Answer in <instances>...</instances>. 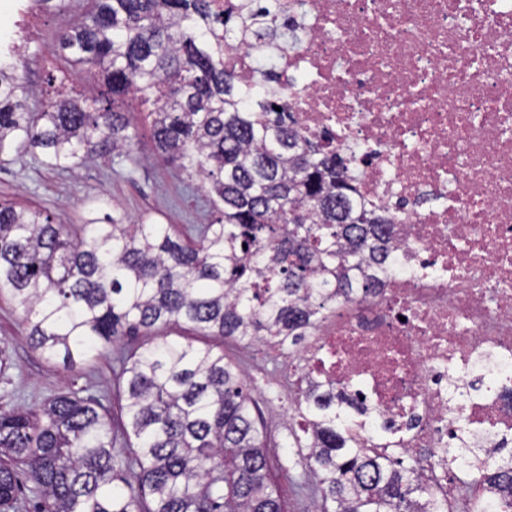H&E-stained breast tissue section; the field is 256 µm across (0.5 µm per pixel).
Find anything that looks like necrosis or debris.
Instances as JSON below:
<instances>
[{
    "label": "necrosis or debris",
    "mask_w": 512,
    "mask_h": 512,
    "mask_svg": "<svg viewBox=\"0 0 512 512\" xmlns=\"http://www.w3.org/2000/svg\"><path fill=\"white\" fill-rule=\"evenodd\" d=\"M304 15L292 47L249 39L226 58L248 85L273 58L297 128L365 160L359 196L391 217L381 287L290 347L295 402L348 393L355 433L430 455L453 497L460 432L512 451V0H276ZM462 392L461 399L449 389Z\"/></svg>",
    "instance_id": "obj_1"
}]
</instances>
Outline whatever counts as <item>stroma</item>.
I'll list each match as a JSON object with an SVG mask.
<instances>
[{
  "label": "stroma",
  "instance_id": "35a3bbf8",
  "mask_svg": "<svg viewBox=\"0 0 512 512\" xmlns=\"http://www.w3.org/2000/svg\"><path fill=\"white\" fill-rule=\"evenodd\" d=\"M88 0H65L64 8L43 9L37 33L19 55L26 64L24 76L31 98L44 101L58 93L96 95L99 86L87 72L72 68L60 57L53 35L68 22L78 20L88 9ZM137 147L146 159L134 177L117 172L111 159H93L76 172L52 170L38 164L0 166V198L30 204L46 212L57 224L82 223L88 211L142 219L158 224H198L204 217L197 193L185 174L152 160L148 122L138 126ZM232 358L252 382V395L268 427L270 473L280 487L286 512H314L320 502L315 484L306 481L304 459L290 447L292 419L279 413L274 384L283 377L279 360L264 355L259 345L229 346ZM115 348L100 358L84 363L78 377H69L61 367L48 362L31 347L22 316L12 303L0 300V411L22 403H41L71 387L82 388L84 396L116 408Z\"/></svg>",
  "mask_w": 512,
  "mask_h": 512
}]
</instances>
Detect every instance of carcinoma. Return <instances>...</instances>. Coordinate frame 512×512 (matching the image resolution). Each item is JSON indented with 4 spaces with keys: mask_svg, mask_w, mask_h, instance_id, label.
<instances>
[{
    "mask_svg": "<svg viewBox=\"0 0 512 512\" xmlns=\"http://www.w3.org/2000/svg\"><path fill=\"white\" fill-rule=\"evenodd\" d=\"M269 16L258 0L222 14L212 0H92L55 41L98 95L61 93L35 112L17 64L0 57V162L73 172L112 157L133 172L131 96L150 107L154 156L199 181L206 206V223L178 229L109 214L54 224L0 202V298L32 347L73 371L129 339L115 357L118 414L76 390L0 411V512L21 509L20 470L39 512H284L242 371L167 333L299 344L376 292L390 218L357 195L360 167L302 136L276 90L251 94L224 64L240 39L297 43L296 19ZM295 411L314 418L292 437L319 512H452L418 468L356 447L333 397L306 394ZM469 468L512 512V454Z\"/></svg>",
    "mask_w": 512,
    "mask_h": 512,
    "instance_id": "1",
    "label": "carcinoma"
}]
</instances>
